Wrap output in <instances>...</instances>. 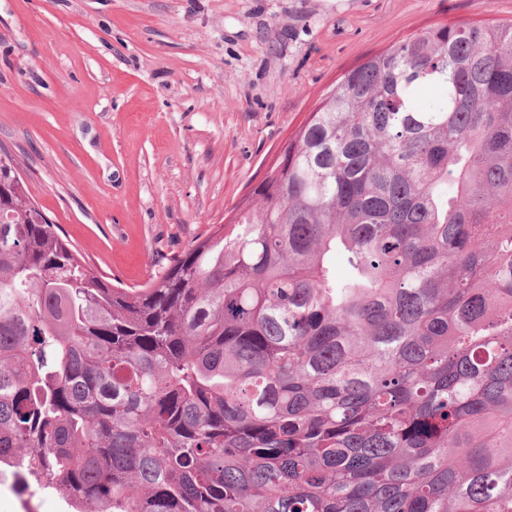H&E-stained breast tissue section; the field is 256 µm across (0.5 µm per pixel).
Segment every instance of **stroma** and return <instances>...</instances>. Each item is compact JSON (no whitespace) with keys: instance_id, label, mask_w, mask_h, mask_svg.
Segmentation results:
<instances>
[{"instance_id":"stroma-1","label":"stroma","mask_w":512,"mask_h":512,"mask_svg":"<svg viewBox=\"0 0 512 512\" xmlns=\"http://www.w3.org/2000/svg\"><path fill=\"white\" fill-rule=\"evenodd\" d=\"M512 0H0V145L104 276L158 275L229 221L342 73ZM0 512H71L0 488Z\"/></svg>"}]
</instances>
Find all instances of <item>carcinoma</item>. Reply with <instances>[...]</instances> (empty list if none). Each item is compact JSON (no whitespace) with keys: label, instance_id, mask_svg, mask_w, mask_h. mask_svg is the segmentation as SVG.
Returning <instances> with one entry per match:
<instances>
[{"label":"carcinoma","instance_id":"carcinoma-1","mask_svg":"<svg viewBox=\"0 0 512 512\" xmlns=\"http://www.w3.org/2000/svg\"><path fill=\"white\" fill-rule=\"evenodd\" d=\"M0 154V466L20 492L512 512V23L424 28L344 72L234 218L137 288Z\"/></svg>","mask_w":512,"mask_h":512}]
</instances>
